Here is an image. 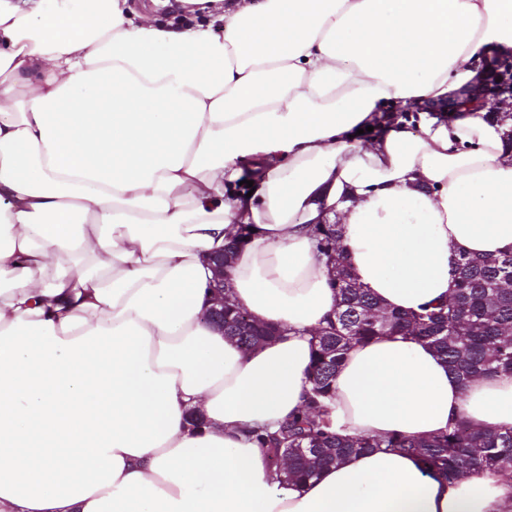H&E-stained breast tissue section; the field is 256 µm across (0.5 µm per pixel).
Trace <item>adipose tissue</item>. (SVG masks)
I'll return each mask as SVG.
<instances>
[{
	"mask_svg": "<svg viewBox=\"0 0 512 512\" xmlns=\"http://www.w3.org/2000/svg\"><path fill=\"white\" fill-rule=\"evenodd\" d=\"M0 0V512H512V476L448 482L395 450L284 484L252 439L303 407L336 311L312 229L384 310L447 301L460 254L512 251V149L484 112L354 128L512 52V0ZM251 175L252 192L240 191ZM279 336L207 321L210 254ZM202 415L192 427L190 412ZM512 426V377L429 346H352L343 434Z\"/></svg>",
	"mask_w": 512,
	"mask_h": 512,
	"instance_id": "1",
	"label": "adipose tissue"
}]
</instances>
